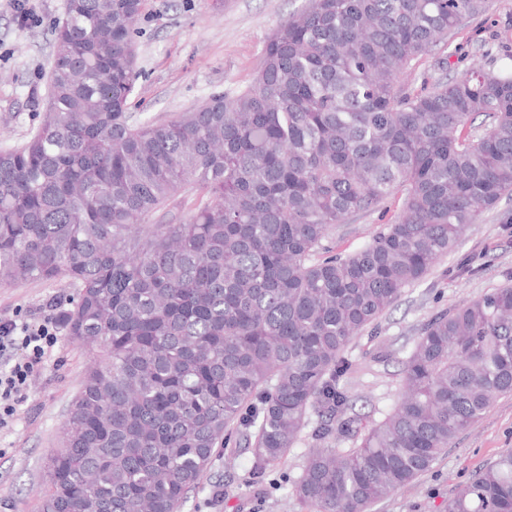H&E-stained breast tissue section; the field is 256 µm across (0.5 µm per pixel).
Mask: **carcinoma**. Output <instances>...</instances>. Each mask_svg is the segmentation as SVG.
<instances>
[{"label": "carcinoma", "instance_id": "carcinoma-1", "mask_svg": "<svg viewBox=\"0 0 512 512\" xmlns=\"http://www.w3.org/2000/svg\"><path fill=\"white\" fill-rule=\"evenodd\" d=\"M142 0H68L38 131L0 151V284L77 288L68 335L97 353L47 458L43 512H178L218 448L253 441L256 482L315 429L293 494L369 512L512 394V286L425 323L393 411L353 448L350 341L512 197V69L411 89L413 62L487 0H311L252 84L134 124ZM194 207L155 215L182 195ZM398 194L363 249L338 224ZM447 512H512V452Z\"/></svg>", "mask_w": 512, "mask_h": 512}]
</instances>
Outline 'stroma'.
I'll return each mask as SVG.
<instances>
[{
	"label": "stroma",
	"instance_id": "1",
	"mask_svg": "<svg viewBox=\"0 0 512 512\" xmlns=\"http://www.w3.org/2000/svg\"><path fill=\"white\" fill-rule=\"evenodd\" d=\"M309 0H142L134 36L139 77L128 110L135 122H164L195 109L217 93L248 87L272 32ZM35 22L19 19L11 0H0V150L24 143L36 131L48 99L54 26L67 0H27ZM494 60L499 43L512 41V0H489L487 12L450 40L449 76L462 75L477 41ZM401 208L391 197L385 208L350 217L331 233L336 252L365 247L380 225ZM512 212L505 197L484 211L463 234L456 250L421 281L403 289L378 322L345 350L350 366L341 379L349 415L370 428L393 410L404 386L403 363L422 325L435 313L512 285ZM65 282L0 285V314L34 321L46 304L69 300ZM91 363L67 331L25 400L0 429V512H42L46 492L43 462L59 445L62 426ZM312 444L311 430L290 448L267 480L251 482L253 454L245 443L217 449L204 478L188 492L179 512H303L292 493ZM512 451V396L497 399L486 416L463 432L432 466L410 484L376 503L371 512H446L456 487L499 455Z\"/></svg>",
	"mask_w": 512,
	"mask_h": 512
}]
</instances>
